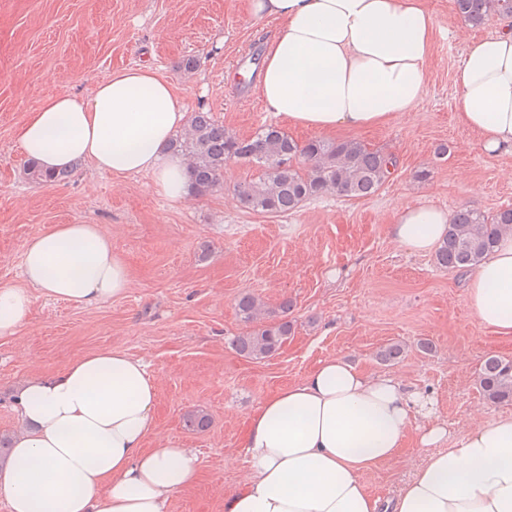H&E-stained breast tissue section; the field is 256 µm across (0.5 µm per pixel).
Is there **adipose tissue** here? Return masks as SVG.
<instances>
[{"instance_id":"adipose-tissue-1","label":"adipose tissue","mask_w":512,"mask_h":512,"mask_svg":"<svg viewBox=\"0 0 512 512\" xmlns=\"http://www.w3.org/2000/svg\"><path fill=\"white\" fill-rule=\"evenodd\" d=\"M280 28L258 90L267 111L320 131L363 129L414 111L435 30L422 0H247ZM461 123L491 155L512 154V29L471 41L455 74ZM186 116L172 82L143 64L114 71L88 96L44 99L22 125V153L45 172L81 162L115 176L149 174L157 193L183 200V160L168 148ZM450 216L408 206L392 239L432 251ZM23 286L0 285V338L15 335L33 292L95 307L130 287L125 262L97 224H58L31 239ZM481 324L512 335V232L465 282ZM157 382L138 358L101 348L56 375L30 374L17 401L26 422L0 468L9 512H166L193 487L196 455L171 440L147 447ZM426 454L388 503L366 476L395 458L409 433ZM241 448L249 475L224 512H512V413L463 429L432 397L386 374L328 357L299 382L262 399Z\"/></svg>"}]
</instances>
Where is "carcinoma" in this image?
I'll return each instance as SVG.
<instances>
[{
    "label": "carcinoma",
    "mask_w": 512,
    "mask_h": 512,
    "mask_svg": "<svg viewBox=\"0 0 512 512\" xmlns=\"http://www.w3.org/2000/svg\"><path fill=\"white\" fill-rule=\"evenodd\" d=\"M457 14L473 28L490 18H512V0H453ZM168 149L186 164L191 192L204 196L224 188V169L232 161L244 162L255 174L235 186L238 200L247 208L264 213L293 211L311 197L334 193L364 198L376 193L397 167L396 158L371 149L356 139H312L300 143L280 128L263 126L241 138L214 120L209 112H195L185 133L173 138ZM73 170L47 174L30 161L27 175L37 183L60 184ZM512 231V208L487 213L465 207L454 214L445 237L437 246L438 268L466 272L477 267L494 248L500 235ZM237 310L249 330L234 337V351L262 361L278 354L293 331L288 320L291 302L268 307L259 297L244 293ZM483 394L493 402L512 401V360L487 358L480 370Z\"/></svg>",
    "instance_id": "cac0c4a2"
}]
</instances>
